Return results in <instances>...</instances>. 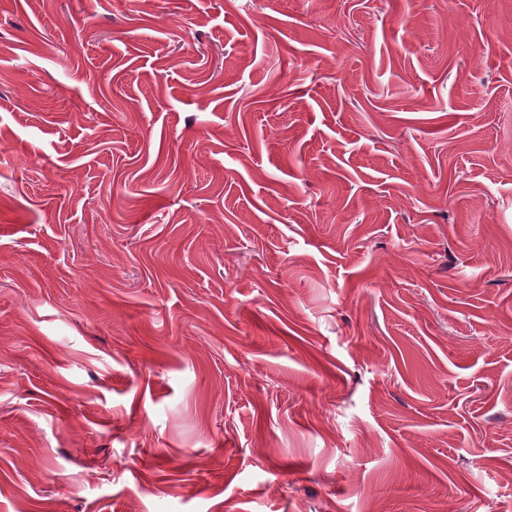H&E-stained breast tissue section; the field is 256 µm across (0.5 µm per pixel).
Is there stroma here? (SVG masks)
<instances>
[{
  "instance_id": "35a3bbf8",
  "label": "stroma",
  "mask_w": 512,
  "mask_h": 512,
  "mask_svg": "<svg viewBox=\"0 0 512 512\" xmlns=\"http://www.w3.org/2000/svg\"><path fill=\"white\" fill-rule=\"evenodd\" d=\"M0 512H512V0H0Z\"/></svg>"
}]
</instances>
